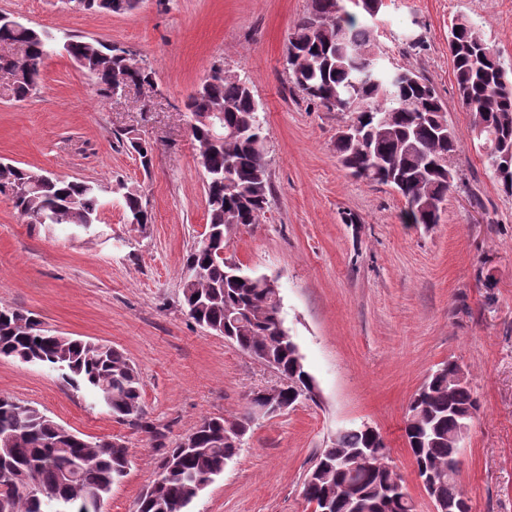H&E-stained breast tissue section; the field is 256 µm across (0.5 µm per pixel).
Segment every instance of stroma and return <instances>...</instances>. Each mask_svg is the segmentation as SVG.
Instances as JSON below:
<instances>
[{"mask_svg":"<svg viewBox=\"0 0 512 512\" xmlns=\"http://www.w3.org/2000/svg\"><path fill=\"white\" fill-rule=\"evenodd\" d=\"M309 8L310 0H141L115 14L75 0H0L2 13L120 45L154 72L153 89L114 100L54 55L30 99L0 97V160L99 188L100 219L86 229L29 223L0 193V307L122 351L159 433L115 420L46 368L3 357L0 396L39 407L85 438L125 442L132 464L105 512H136L159 471L157 444L174 447L207 416L239 417L248 391L281 381L182 304L184 256L207 223L184 102L217 64L246 75L264 108L272 186L262 223L233 235L225 253L245 272L276 280L284 325L318 397L256 418L190 512H313L302 491L320 448L363 423L385 436L417 512H432L403 426L411 396L451 359L480 403L460 449L459 487L470 512H512V196L470 143L452 160L455 186L429 226L403 222L405 201L391 187L349 175L334 150L349 114L308 103L285 63L288 35ZM459 17L480 27L512 76V0H384L376 34L386 65L431 83L465 135L472 114L448 54ZM410 34L421 39L413 50ZM128 130L153 145L150 170L122 143ZM126 187L140 190L152 224L128 223Z\"/></svg>","mask_w":512,"mask_h":512,"instance_id":"35a3bbf8","label":"stroma"}]
</instances>
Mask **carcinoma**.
Instances as JSON below:
<instances>
[{"instance_id": "1", "label": "carcinoma", "mask_w": 512, "mask_h": 512, "mask_svg": "<svg viewBox=\"0 0 512 512\" xmlns=\"http://www.w3.org/2000/svg\"><path fill=\"white\" fill-rule=\"evenodd\" d=\"M85 10L124 13L138 0H79ZM376 0H360L356 11L345 14L336 0H311L308 13L293 26L287 41L286 63L293 88L308 101L329 112H347L351 136H336V155L354 176L394 188L405 200L404 219L410 224H437L440 215L423 208L429 199L444 200L454 183L451 159L463 138L448 123L443 102L426 79L409 69L390 68L376 50L371 9ZM465 17L450 32L448 52L463 106L473 112L470 131L484 160L485 170L512 196V184L497 175V159L512 146V78L497 50L487 41L468 42ZM17 45L22 57L0 62V80L9 96L24 101L36 93L40 66L58 49L90 73L103 95L118 83L152 81V71L126 70L112 45L82 36L60 43L45 27L0 22V44ZM190 115L224 110V130L242 129L231 141L212 140L198 122L191 137L204 160L207 233L186 255L182 302L198 325L224 335L258 360L276 363L283 385V402L296 404L311 392L312 376L292 337L281 330V298L265 286L262 277L225 266L219 253L230 236L258 224L270 203L271 184L266 162L261 105L248 79L211 74L187 98ZM128 145L144 168L152 162L153 147L138 137ZM18 184L25 194L15 206L35 222L87 224L98 219V186L68 180L41 170L0 163V186ZM127 219L152 223L142 194H123ZM0 357L21 363H41L59 373L75 390L85 389L103 402L116 419L147 433L157 434L143 420L139 376L123 353L92 341L53 334L42 329L31 313L0 308ZM455 361L442 363L410 401L404 437L420 470L432 474L431 495L443 506L466 502L457 480L448 478V460L459 454L456 437L464 417L480 405L467 383L448 387ZM243 414L230 421L206 417L189 437L190 448H160L161 482L140 495L137 512H188L189 505L240 451L252 422L261 415L255 392H250ZM375 448L369 463L352 468L349 452ZM129 450L106 440H89L68 430L34 405L0 397V512H100L113 485L128 474ZM394 480L388 453L380 438L363 427L336 434L320 449L303 488L306 501L330 512H349V498L359 497L365 512H413L409 503L389 499Z\"/></svg>"}]
</instances>
